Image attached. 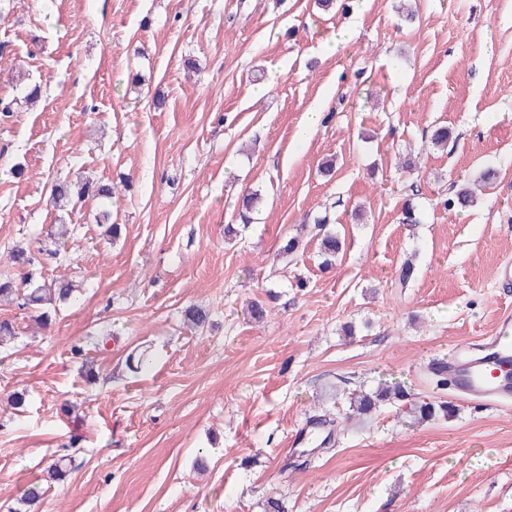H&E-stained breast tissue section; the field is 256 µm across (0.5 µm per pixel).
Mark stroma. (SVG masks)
<instances>
[{"label": "stroma", "instance_id": "obj_1", "mask_svg": "<svg viewBox=\"0 0 512 512\" xmlns=\"http://www.w3.org/2000/svg\"><path fill=\"white\" fill-rule=\"evenodd\" d=\"M32 81L43 98L0 118V275L20 279L9 252L38 244V273L81 296L43 329L0 305L18 330L0 348V512L61 453L69 474L32 512H512V406L451 389L448 421L412 426L387 404L296 463L308 417L348 408L330 389L431 398L429 361L512 313L496 279L512 259V0H11L0 98ZM312 108L326 119L306 138ZM488 167L473 204L445 207ZM79 176L118 186L124 231L109 240L89 199L59 249L50 187ZM252 190L254 223L225 236ZM408 202L418 223L401 221ZM300 227L304 251L274 262ZM323 230L345 241L327 270ZM189 306L208 324L186 326ZM141 346L155 362L136 373Z\"/></svg>", "mask_w": 512, "mask_h": 512}]
</instances>
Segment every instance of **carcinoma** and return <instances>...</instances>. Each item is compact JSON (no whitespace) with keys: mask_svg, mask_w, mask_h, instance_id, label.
<instances>
[{"mask_svg":"<svg viewBox=\"0 0 512 512\" xmlns=\"http://www.w3.org/2000/svg\"><path fill=\"white\" fill-rule=\"evenodd\" d=\"M41 95V86L34 83L26 85L24 96L20 99H0V112L10 113L15 111L18 102L28 103L37 99ZM52 202L55 206L63 208L71 203L73 198L83 199L92 197L104 205L115 197V190L107 185L93 182H84L76 188L68 180L56 182L51 189ZM261 194L252 191L244 197L242 209L239 212V219L242 224L253 223L252 214L260 204ZM341 250V242L334 234H327L321 240V265L329 267L336 260V255ZM11 262L26 272L20 277L19 281L11 278L0 277V302L16 304L22 308L31 310L34 314L35 322L40 325H47L52 321L58 306L62 303L73 302L76 299L78 289L74 284L64 280H46L38 278L33 273L27 271L37 262L35 250L15 249L10 252ZM409 392L401 382L390 384L383 383L372 390H359L349 394L348 413L345 420H350L354 416H368L372 414L384 402H402L407 399ZM411 411L417 421H432L440 418L447 419L453 412V405L446 400L422 401L411 405ZM336 419L313 416L309 420L310 427L314 430H327L325 438L321 445L328 446L334 441L333 426ZM43 495V486L39 482H34L25 487L18 503L20 507L13 512H28V508L35 505Z\"/></svg>","mask_w":512,"mask_h":512,"instance_id":"cac0c4a2","label":"carcinoma"}]
</instances>
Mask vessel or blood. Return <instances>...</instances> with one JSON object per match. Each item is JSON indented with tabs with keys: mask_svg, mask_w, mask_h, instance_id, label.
<instances>
[{
	"mask_svg": "<svg viewBox=\"0 0 512 512\" xmlns=\"http://www.w3.org/2000/svg\"><path fill=\"white\" fill-rule=\"evenodd\" d=\"M448 378L470 400L512 399V337H494L481 349L470 342L458 344L448 361Z\"/></svg>",
	"mask_w": 512,
	"mask_h": 512,
	"instance_id": "b4317fda",
	"label": "vessel or blood"
}]
</instances>
